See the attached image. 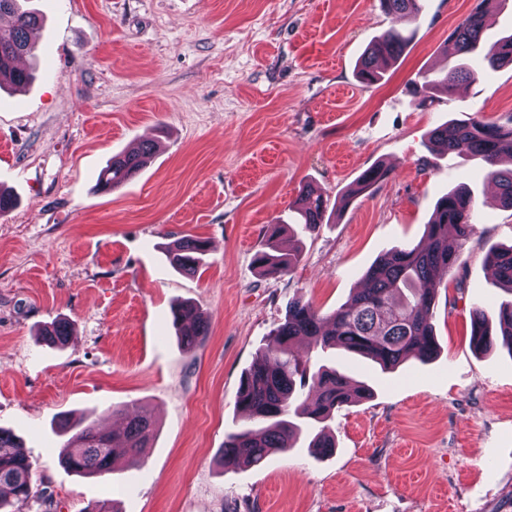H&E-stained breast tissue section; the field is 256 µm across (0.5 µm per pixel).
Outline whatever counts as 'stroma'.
Masks as SVG:
<instances>
[{"label":"stroma","instance_id":"35a3bbf8","mask_svg":"<svg viewBox=\"0 0 512 512\" xmlns=\"http://www.w3.org/2000/svg\"><path fill=\"white\" fill-rule=\"evenodd\" d=\"M36 78L0 90V428L19 436L38 500L22 512H512V353L470 345V315L490 325L507 292L487 265L512 245L486 164L434 150L431 131L456 118L512 125V66L454 93L414 92L447 67L450 32L477 0H423L416 20L378 0H32ZM405 54L367 86L356 64L390 27ZM144 141L155 156L112 193L97 178L112 155ZM381 164L389 177L350 190ZM469 187L478 230L440 273L433 310L438 357L384 371L341 349L296 343L311 368L367 383L325 427L336 447L312 455L318 423L258 466H223L226 433L245 425L242 373L290 302L343 306L378 257L426 235L437 200ZM329 194L328 223L307 232L293 203ZM302 259L263 274L266 225ZM209 243L200 274L165 248ZM188 302L210 329L181 348L171 308ZM69 323L65 346L38 331ZM141 406L157 423L144 463L98 477L60 466V417L119 425Z\"/></svg>","mask_w":512,"mask_h":512}]
</instances>
